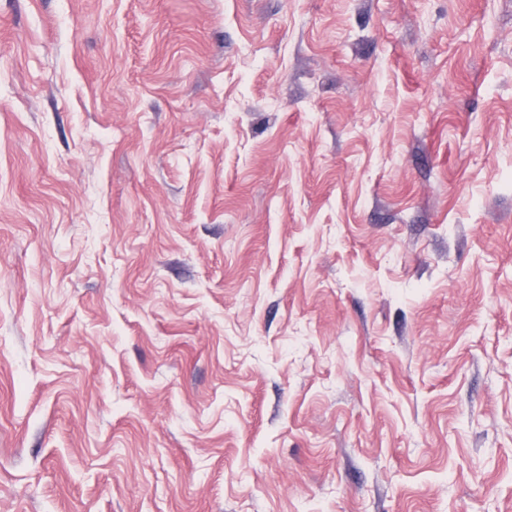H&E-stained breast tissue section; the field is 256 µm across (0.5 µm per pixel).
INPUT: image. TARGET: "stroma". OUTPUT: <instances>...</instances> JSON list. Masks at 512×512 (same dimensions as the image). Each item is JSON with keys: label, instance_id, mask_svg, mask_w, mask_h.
<instances>
[{"label": "stroma", "instance_id": "1", "mask_svg": "<svg viewBox=\"0 0 512 512\" xmlns=\"http://www.w3.org/2000/svg\"><path fill=\"white\" fill-rule=\"evenodd\" d=\"M0 512H512V0H0Z\"/></svg>", "mask_w": 512, "mask_h": 512}]
</instances>
